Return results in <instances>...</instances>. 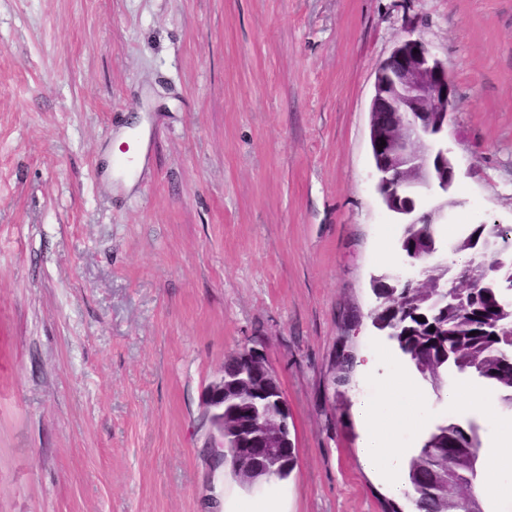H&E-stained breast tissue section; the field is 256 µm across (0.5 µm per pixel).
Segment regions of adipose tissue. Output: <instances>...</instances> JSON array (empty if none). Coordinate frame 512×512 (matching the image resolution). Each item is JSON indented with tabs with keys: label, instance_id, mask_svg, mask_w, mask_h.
Listing matches in <instances>:
<instances>
[{
	"label": "adipose tissue",
	"instance_id": "1",
	"mask_svg": "<svg viewBox=\"0 0 512 512\" xmlns=\"http://www.w3.org/2000/svg\"><path fill=\"white\" fill-rule=\"evenodd\" d=\"M362 428V452L373 473L391 495L403 496L406 486L402 467L408 455L397 435L402 426L391 402L361 400L358 405Z\"/></svg>",
	"mask_w": 512,
	"mask_h": 512
}]
</instances>
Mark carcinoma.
<instances>
[{"instance_id": "1", "label": "carcinoma", "mask_w": 512, "mask_h": 512, "mask_svg": "<svg viewBox=\"0 0 512 512\" xmlns=\"http://www.w3.org/2000/svg\"><path fill=\"white\" fill-rule=\"evenodd\" d=\"M423 224L406 225L403 237L411 247L418 248L420 259L430 256L425 248ZM472 265L482 268V275L469 278L464 289L466 302L455 312L448 313V295L441 294L438 305L428 314V320L418 321L410 303H401L394 317L405 319L403 336L397 345L421 377L434 390H439L448 372L474 376L499 394L500 404L512 410V315L499 308L493 282L500 277L498 266L490 255L469 257ZM498 326L499 335L491 338L486 332ZM351 355L339 356L335 364L336 384L349 383ZM279 393L260 380L230 393L224 413L226 447L224 461L231 463L234 475L242 474L239 463L257 458L260 452L247 447L248 433L241 430L255 420V414L281 416ZM482 439L480 427L473 421L463 426L449 421L436 427L408 464L409 489L406 497L416 512H448L462 500H477L483 468L480 462ZM471 463L461 470L452 496H447L437 478L448 468L460 466V459ZM296 466L293 446L279 449L277 462L270 465L279 479L290 476Z\"/></svg>"}]
</instances>
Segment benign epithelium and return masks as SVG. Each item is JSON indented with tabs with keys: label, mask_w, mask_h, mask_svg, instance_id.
<instances>
[{
	"label": "benign epithelium",
	"mask_w": 512,
	"mask_h": 512,
	"mask_svg": "<svg viewBox=\"0 0 512 512\" xmlns=\"http://www.w3.org/2000/svg\"><path fill=\"white\" fill-rule=\"evenodd\" d=\"M374 94L370 105V144L377 177V190L395 214L409 215L421 203V190L446 193L454 179L448 149L439 145L448 131L455 106V90L448 64L434 56L420 39L403 40L374 71ZM445 288L448 300L465 287L461 274L433 284ZM252 371L269 368L265 355L253 348L241 350ZM203 426L208 418L224 421V376L209 383L202 394ZM290 432L284 419L276 427L263 428L259 447L268 454L281 447ZM206 460L211 474L224 456V433H206Z\"/></svg>",
	"instance_id": "7a95c632"
}]
</instances>
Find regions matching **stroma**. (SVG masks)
Here are the masks:
<instances>
[{"label":"stroma","mask_w":512,"mask_h":512,"mask_svg":"<svg viewBox=\"0 0 512 512\" xmlns=\"http://www.w3.org/2000/svg\"><path fill=\"white\" fill-rule=\"evenodd\" d=\"M408 35L456 93L441 239L512 227V0H0V512H209L202 393L252 347L290 412L288 512H382L358 403L414 400L368 354L431 391L369 317L375 276L413 274L369 137ZM450 419L512 434L437 397L398 439Z\"/></svg>","instance_id":"1"}]
</instances>
